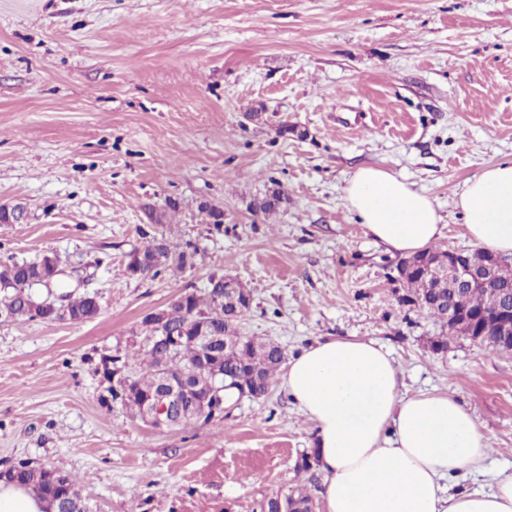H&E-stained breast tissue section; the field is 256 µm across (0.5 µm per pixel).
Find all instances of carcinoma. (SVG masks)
<instances>
[{
  "instance_id": "cac0c4a2",
  "label": "carcinoma",
  "mask_w": 512,
  "mask_h": 512,
  "mask_svg": "<svg viewBox=\"0 0 512 512\" xmlns=\"http://www.w3.org/2000/svg\"><path fill=\"white\" fill-rule=\"evenodd\" d=\"M284 196L281 190H274L263 198L253 202L255 213L268 215L279 208ZM131 258L141 264V277L154 278L162 271L171 269L182 271L195 264L196 252L171 250L165 236L155 237L143 249L135 250ZM43 273L42 259L9 260L0 262V309L6 308L12 315V321L40 320L55 322L61 319L54 307L48 305L33 312L37 303L31 295L36 286L35 279ZM398 278L403 284L404 294L400 302L423 312L448 326V302L453 298L454 289L448 287V281H431L416 263L406 258L399 263ZM498 280L507 291V299L512 305V260L506 261L498 269ZM220 283L209 279L204 295L187 293L188 306L174 300L166 309V326L181 330L185 339L173 352L165 354L157 345L145 344L143 371L140 374H127L131 394L123 396L115 386L108 387L112 400L119 402L133 415L139 414L141 397L157 392L161 387L160 375L167 373L185 385L189 392H203L211 383L208 370V355L196 341L198 322L186 317V311L206 324L219 338L218 357L214 358L224 370V377L232 380L236 386H245L248 397L260 398L270 388L281 365L285 361V352L281 346L271 342H259L239 333V322L250 310L251 295L240 287L237 300H221L218 288ZM470 309L481 316L480 323L485 335L478 342L496 352L511 350L512 345L501 343L494 336L495 322L504 305L498 304L485 291L475 289L466 294ZM65 307L67 318L73 322H83L96 315L100 310L99 298L95 294L73 295L64 292L63 302L57 307ZM13 479L31 488L35 493L44 494L41 469L19 462L11 467ZM288 503L289 512H315V503L309 491L296 487L287 493H277L264 499L261 512H279V504Z\"/></svg>"
}]
</instances>
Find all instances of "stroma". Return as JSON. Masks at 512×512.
<instances>
[{
  "label": "stroma",
  "instance_id": "obj_1",
  "mask_svg": "<svg viewBox=\"0 0 512 512\" xmlns=\"http://www.w3.org/2000/svg\"><path fill=\"white\" fill-rule=\"evenodd\" d=\"M508 86L512 0H0V204L26 211L0 224V261L55 254L101 306L82 323H0V468L70 474L92 512H260L298 486L322 502L319 468L297 467L314 424L279 384L198 427L103 401V356L230 275L252 296L242 335L290 356L378 341L402 392L450 393L488 435L466 489L512 473V353L457 335L433 350L440 324L399 301L400 254L343 193L357 168L386 169L433 200L439 248L473 250L455 201L512 160ZM275 189L277 212L255 214ZM160 233L196 248L194 267L130 276Z\"/></svg>",
  "mask_w": 512,
  "mask_h": 512
}]
</instances>
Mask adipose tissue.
<instances>
[{"label":"adipose tissue","mask_w":512,"mask_h":512,"mask_svg":"<svg viewBox=\"0 0 512 512\" xmlns=\"http://www.w3.org/2000/svg\"><path fill=\"white\" fill-rule=\"evenodd\" d=\"M344 200L392 252L410 255L443 235L431 199L387 170L359 168ZM456 205L481 250L512 254V160L468 180ZM281 385L315 424L325 512H512V474L487 492L451 488L482 469L488 437L450 394H401L399 372L376 341L317 340L288 360Z\"/></svg>","instance_id":"1"}]
</instances>
